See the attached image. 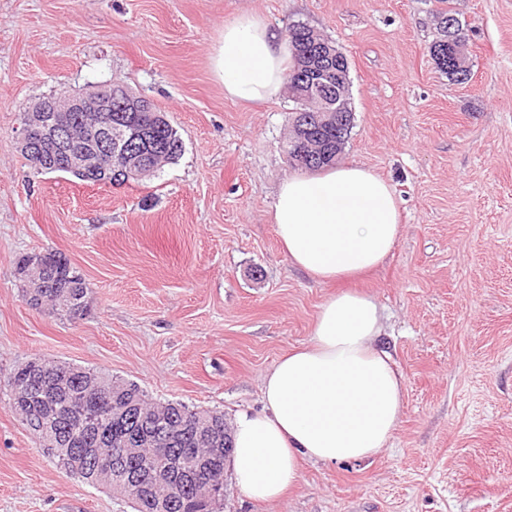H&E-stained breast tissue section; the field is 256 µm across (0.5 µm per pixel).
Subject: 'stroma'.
Masks as SVG:
<instances>
[{
	"mask_svg": "<svg viewBox=\"0 0 512 512\" xmlns=\"http://www.w3.org/2000/svg\"><path fill=\"white\" fill-rule=\"evenodd\" d=\"M470 27L473 76L430 55L438 0H0V383L46 357L103 369L149 398L264 408L262 378L306 343L332 286L293 267L270 221L288 96H224L211 52L225 22L303 21L345 53L355 125L342 162L370 168L400 206V243L355 287L383 310L380 344L405 395L390 448L305 461L272 503L227 482L224 512H512V0H450ZM150 99L184 151L125 185L40 174L20 110L93 83ZM62 253L88 284L71 322L32 308L21 256ZM0 512H130L66 474L0 393Z\"/></svg>",
	"mask_w": 512,
	"mask_h": 512,
	"instance_id": "obj_1",
	"label": "stroma"
}]
</instances>
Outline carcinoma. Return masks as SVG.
Segmentation results:
<instances>
[{
  "label": "carcinoma",
  "mask_w": 512,
  "mask_h": 512,
  "mask_svg": "<svg viewBox=\"0 0 512 512\" xmlns=\"http://www.w3.org/2000/svg\"><path fill=\"white\" fill-rule=\"evenodd\" d=\"M452 17V36L457 47L468 43L464 24L452 7H442L436 19ZM288 39L295 50V65L286 75L289 81L301 80L303 66L312 63L318 68L336 70L340 65L349 69L347 57L338 61L316 52L314 43L325 39L303 22L288 26ZM448 60L437 65L448 80L467 84L472 70L465 71L460 80L455 75L453 49H448ZM289 97L294 103L289 112V124L298 128L308 119L318 116L307 94L291 88ZM144 114L134 112L127 105V90L113 87L112 121L121 125L137 126ZM351 129L322 124L315 131V140L324 152L305 150L301 167L317 170L336 163V151L344 150ZM148 137L157 150L156 162L173 163L183 153V141L166 113L157 112L150 123ZM28 256L18 264L21 290L33 307L73 321L82 318L87 310L89 288L83 278L71 269L61 254L47 251L40 267L29 276ZM11 377L20 392L9 396L8 405L38 440L46 454L66 472L78 476L94 486H102L128 500L132 512H156L158 499L169 504L167 512H213L214 506L224 500V486H215L208 476L216 473L224 477L228 454H212L207 448H233L231 430L225 429L224 414L220 411L190 408L181 403L156 402L134 382L126 381L97 369L34 358L18 364ZM123 400L137 404L133 418L114 422L106 417L107 407ZM93 412L103 417L101 434H85L74 412ZM175 427L167 443L148 445L142 454L126 459L117 469H101L96 463L77 462L74 449L99 448L108 452L127 438L132 439L142 430H152L159 422Z\"/></svg>",
  "instance_id": "obj_1"
}]
</instances>
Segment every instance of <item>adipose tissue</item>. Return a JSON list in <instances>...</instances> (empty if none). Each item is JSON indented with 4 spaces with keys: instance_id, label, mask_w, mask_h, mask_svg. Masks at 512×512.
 <instances>
[{
    "instance_id": "1",
    "label": "adipose tissue",
    "mask_w": 512,
    "mask_h": 512,
    "mask_svg": "<svg viewBox=\"0 0 512 512\" xmlns=\"http://www.w3.org/2000/svg\"><path fill=\"white\" fill-rule=\"evenodd\" d=\"M225 97L261 103L281 97L293 52L262 17L224 25L211 55ZM271 221L290 263L320 284L370 272L403 232L388 181L368 168L337 164L279 185ZM382 310L368 294L339 291L317 312L308 343L263 376L265 408L239 414L230 470L252 500H280L299 480L298 462H361L387 448L398 426L404 383L376 341Z\"/></svg>"
}]
</instances>
